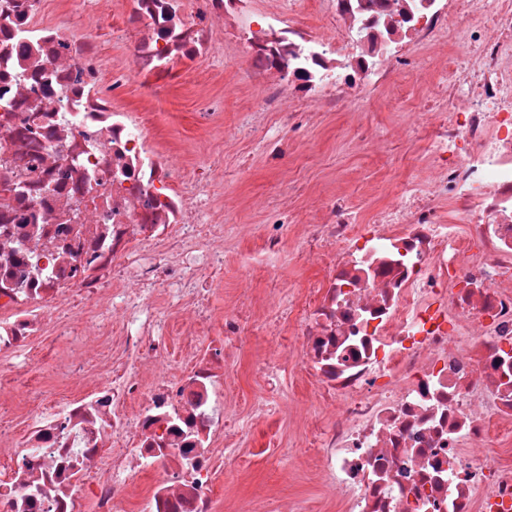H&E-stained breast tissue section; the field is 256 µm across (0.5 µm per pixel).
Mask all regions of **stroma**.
Listing matches in <instances>:
<instances>
[{
	"mask_svg": "<svg viewBox=\"0 0 512 512\" xmlns=\"http://www.w3.org/2000/svg\"><path fill=\"white\" fill-rule=\"evenodd\" d=\"M458 43L454 34L430 49L413 50L411 66L394 70L383 85L347 100L336 111L321 113L300 133L290 132L278 113H269V126L289 144L276 157L247 125L257 91L244 55L235 46H225L223 60L210 63L207 83L187 79L158 107L157 125L180 146V164L189 171L205 162L207 135L195 119L199 97L224 103L223 183L216 200L225 214L224 285L211 289L209 299L218 314L232 305L247 309L254 330L235 352L239 371L233 391L236 409L248 420L250 432L238 445L234 462L220 471L215 512H238L244 506L264 512L278 499L308 512H345L342 498L319 479L318 460L309 443L311 428L329 424L334 411L292 368L282 372L278 392L269 393L255 371L269 353L265 322L274 316L281 348L296 356V320L278 317L277 312L284 303L304 304L308 283L321 274L318 266L300 257L302 221L312 214L317 200L346 195L358 223L368 224L391 203L406 179L426 177L429 152L421 102L434 87L450 80ZM283 200L298 221L288 225L283 250L270 259L262 252L268 207ZM268 264L276 269L279 288H271L265 278L263 268ZM154 306L170 324L171 364L198 354L201 337L182 334L164 291H157ZM258 404L264 415L254 414Z\"/></svg>",
	"mask_w": 512,
	"mask_h": 512,
	"instance_id": "obj_1",
	"label": "stroma"
}]
</instances>
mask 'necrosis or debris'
<instances>
[{"label": "necrosis or debris", "mask_w": 512, "mask_h": 512, "mask_svg": "<svg viewBox=\"0 0 512 512\" xmlns=\"http://www.w3.org/2000/svg\"><path fill=\"white\" fill-rule=\"evenodd\" d=\"M0 0V384L27 404L26 430L0 427V512H212L224 449L247 433L232 408L245 311L221 315L223 150L186 175L155 102L236 37L258 112L300 129L317 108L382 85L408 43L460 35L433 121L426 183H403L372 223L328 198L301 253L322 275L298 317L296 368L336 416L314 435L347 512H512V466L480 452L512 427V0H320L323 34L282 26L297 0ZM127 57L104 68L96 33ZM143 106L124 108L130 86ZM448 200L467 231L441 215ZM164 289L203 356L163 376ZM95 316L117 335L94 390L60 400L38 381L56 343L84 370ZM150 489L133 491L142 478Z\"/></svg>", "instance_id": "necrosis-or-debris-1"}]
</instances>
